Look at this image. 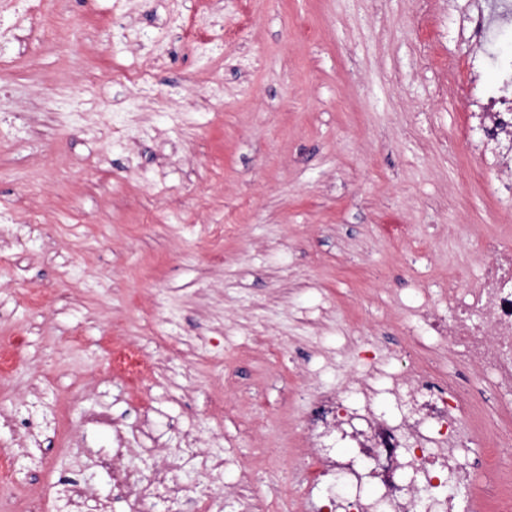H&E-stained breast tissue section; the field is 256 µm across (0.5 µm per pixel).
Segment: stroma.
<instances>
[{"mask_svg":"<svg viewBox=\"0 0 512 512\" xmlns=\"http://www.w3.org/2000/svg\"><path fill=\"white\" fill-rule=\"evenodd\" d=\"M31 8L0 61V512H76L70 482L126 512L96 459L121 439L145 469L189 435L235 441L265 507L262 451L300 448L311 412L294 385L359 411L345 337L395 364L408 304L447 314L479 273L471 226L512 241V155L468 95L503 79L475 22L494 0H0V26ZM139 70L150 93L115 79ZM132 346L135 389L112 363ZM470 388L460 425L493 437L512 411Z\"/></svg>","mask_w":512,"mask_h":512,"instance_id":"1","label":"stroma"}]
</instances>
